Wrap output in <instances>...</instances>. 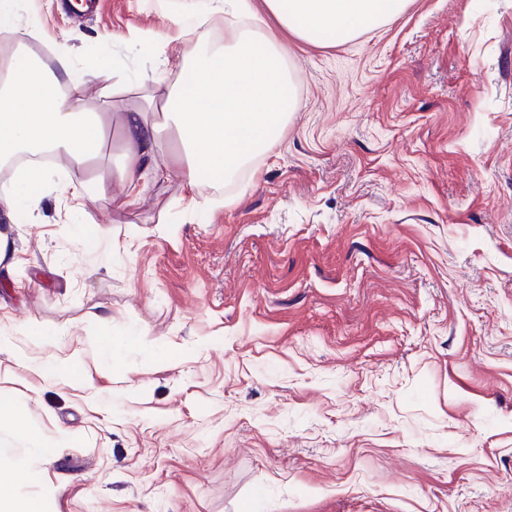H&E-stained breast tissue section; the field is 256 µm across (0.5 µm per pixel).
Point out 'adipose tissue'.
Returning <instances> with one entry per match:
<instances>
[{"instance_id":"1","label":"adipose tissue","mask_w":512,"mask_h":512,"mask_svg":"<svg viewBox=\"0 0 512 512\" xmlns=\"http://www.w3.org/2000/svg\"><path fill=\"white\" fill-rule=\"evenodd\" d=\"M407 0H224L233 26L224 45L212 48L199 34L184 56L190 61L185 90L167 94L161 112L122 115L119 162L112 170L128 202L162 174V136L177 123L182 154L170 163L187 191L206 180L233 179L285 125L297 101L283 45L265 31L267 17L306 41L352 39L360 22L381 24ZM59 72L13 56L0 63V161L20 152L50 153L85 169L96 160L106 124L103 113L82 107L83 79L73 77L67 47Z\"/></svg>"}]
</instances>
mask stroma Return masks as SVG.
<instances>
[{
    "mask_svg": "<svg viewBox=\"0 0 512 512\" xmlns=\"http://www.w3.org/2000/svg\"><path fill=\"white\" fill-rule=\"evenodd\" d=\"M15 0L0 33L154 94L199 0ZM276 31L299 106L223 185L120 206L119 130L0 214V460L37 512H512V0H408L348 42ZM87 185L75 207L68 185ZM115 341L104 361L93 339Z\"/></svg>",
    "mask_w": 512,
    "mask_h": 512,
    "instance_id": "stroma-1",
    "label": "stroma"
}]
</instances>
